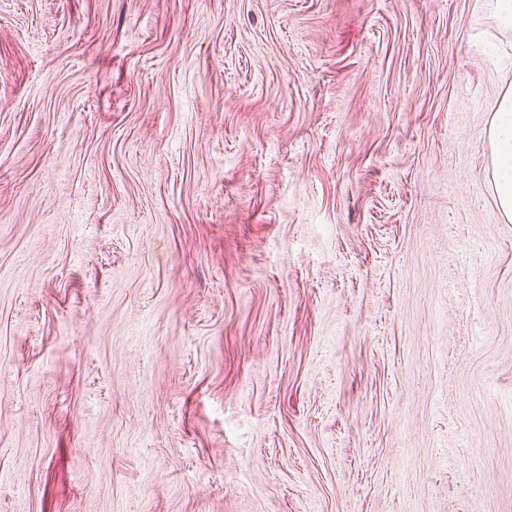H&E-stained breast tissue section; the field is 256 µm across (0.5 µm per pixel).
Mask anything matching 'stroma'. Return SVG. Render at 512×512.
Here are the masks:
<instances>
[{"label":"stroma","mask_w":512,"mask_h":512,"mask_svg":"<svg viewBox=\"0 0 512 512\" xmlns=\"http://www.w3.org/2000/svg\"><path fill=\"white\" fill-rule=\"evenodd\" d=\"M492 0H0V512H512Z\"/></svg>","instance_id":"1"}]
</instances>
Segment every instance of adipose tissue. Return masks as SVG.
<instances>
[{
    "label": "adipose tissue",
    "mask_w": 512,
    "mask_h": 512,
    "mask_svg": "<svg viewBox=\"0 0 512 512\" xmlns=\"http://www.w3.org/2000/svg\"><path fill=\"white\" fill-rule=\"evenodd\" d=\"M489 143L496 203L500 213L512 221V86L495 105Z\"/></svg>",
    "instance_id": "ef3b65f1"
}]
</instances>
